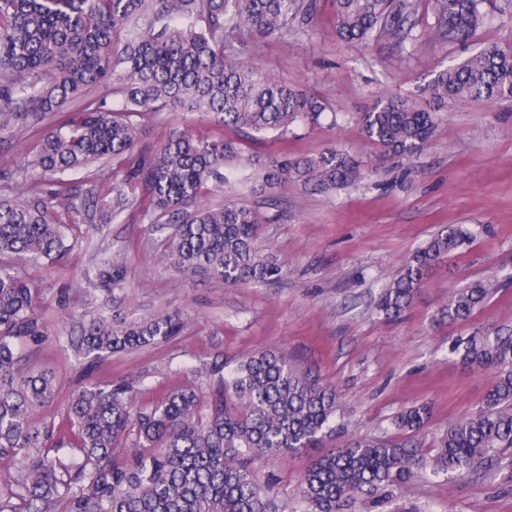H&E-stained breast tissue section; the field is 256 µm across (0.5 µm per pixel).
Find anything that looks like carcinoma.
Returning <instances> with one entry per match:
<instances>
[{
	"mask_svg": "<svg viewBox=\"0 0 512 512\" xmlns=\"http://www.w3.org/2000/svg\"><path fill=\"white\" fill-rule=\"evenodd\" d=\"M483 0H433V29L464 40L483 23ZM320 0H0V134L24 135L48 115L52 126L37 153L0 170L13 195L0 198V512H294L273 477L254 464L320 449L300 477L306 512H376L405 498L426 474L465 478L481 468L512 479V335L494 330L456 340L451 351L492 382L477 411L451 420L423 448L416 436L432 416L419 403L394 416L398 437L336 435L339 394L285 357L257 351L217 377L204 393L178 387L150 405L124 382L91 384L72 399L60 423L39 424L37 408L54 395L46 373H18L14 339L43 335L37 284L23 263L57 262L70 253L80 221L95 207L114 220L130 208L170 230L165 261L237 285L278 279L285 265L256 245L261 219L242 203L205 199L230 188L232 161L258 171L269 186L288 182L332 190L354 182L359 166L328 148L290 159L249 152L234 139L171 136L148 160L133 164L140 118L164 109L203 112L253 139L315 123L326 105L283 85L241 57L247 37L278 40L312 26ZM413 0H335L336 33L350 42L406 39ZM110 92L86 99L93 87ZM437 99L512 102V49L486 45L441 72L429 86ZM385 155L411 156L429 140L433 113L401 100L379 102L360 118ZM112 175L100 197L80 192L68 176ZM473 240L450 224L418 249L384 284L376 311L391 320L412 308L433 266ZM99 283L124 279L119 255L95 270ZM499 288L477 280L448 295L442 320H467ZM178 314L125 320L98 313L82 324L78 353L94 361L173 336ZM72 449L68 457L59 455Z\"/></svg>",
	"mask_w": 512,
	"mask_h": 512,
	"instance_id": "carcinoma-1",
	"label": "carcinoma"
}]
</instances>
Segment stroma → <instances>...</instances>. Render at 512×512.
I'll return each mask as SVG.
<instances>
[{"mask_svg": "<svg viewBox=\"0 0 512 512\" xmlns=\"http://www.w3.org/2000/svg\"><path fill=\"white\" fill-rule=\"evenodd\" d=\"M321 3L309 31L250 39L242 49L328 109L319 123L285 139L268 134L257 149L300 158L334 146L361 161L360 178L329 192L301 183L268 189L249 171L227 168L232 199L259 214L261 244L290 268L282 280L232 286L179 272L162 260L165 231L137 211L115 221L98 213L87 219L63 264H25L22 275L39 286L44 334L15 339L18 368L55 377V395L37 409V421H61L74 393L91 383L132 382L147 404L197 384L203 363L220 360L230 369L257 350L282 354L334 385L336 425L350 434L394 437L393 417L426 402L433 409L423 433L430 449L449 421L480 407L490 379L462 365L450 347L490 327L512 331V103L439 102L426 88L483 46L512 47V0H487V22L464 42L436 38L432 4L418 0L413 34L422 46L413 53L388 37L344 41L333 28L331 0ZM387 99L437 113L436 131L417 155L381 157L364 135L361 115ZM185 129L219 131L199 112H154L141 122L135 158ZM449 224L469 225L472 246L432 269L402 318L380 319L373 300L382 284ZM102 248L125 256V281L109 290L84 277ZM486 277L501 287L483 308L462 324L438 320L452 289ZM99 311L129 320L177 312L184 325L166 340L93 363L75 354L71 338L83 315ZM405 501L420 512H512V482L493 483L479 472L463 481L427 475L409 486Z\"/></svg>", "mask_w": 512, "mask_h": 512, "instance_id": "35a3bbf8", "label": "stroma"}]
</instances>
